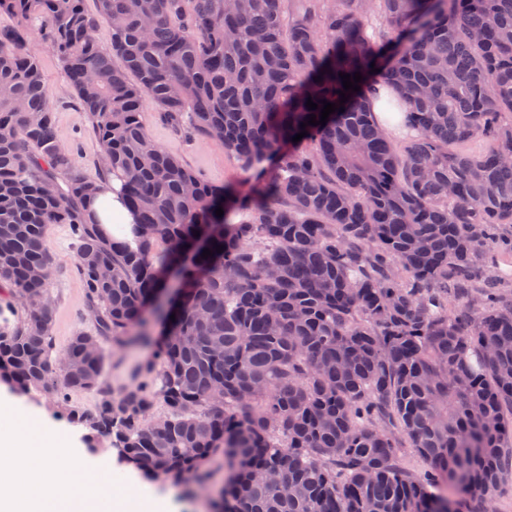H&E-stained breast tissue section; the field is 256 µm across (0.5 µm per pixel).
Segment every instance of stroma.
<instances>
[{
  "instance_id": "obj_1",
  "label": "stroma",
  "mask_w": 512,
  "mask_h": 512,
  "mask_svg": "<svg viewBox=\"0 0 512 512\" xmlns=\"http://www.w3.org/2000/svg\"><path fill=\"white\" fill-rule=\"evenodd\" d=\"M24 51L40 62L46 88L53 106L54 130L58 143L71 152L76 166L89 178H97L100 149L91 121L71 88L64 68L52 46L41 39L36 26H29L21 43ZM144 123L149 137L158 145L179 157L184 164L215 184H229L241 190L252 185L250 174L244 171L225 150L221 140L208 137L185 138L164 122L154 108L144 111ZM47 247L55 260V271L49 285L53 306L52 336L57 350H64L71 336L92 327L86 316L84 283L72 269L74 237L70 225H51ZM105 354V380L113 393L147 381L143 372L153 355L150 347L129 345L101 338Z\"/></svg>"
}]
</instances>
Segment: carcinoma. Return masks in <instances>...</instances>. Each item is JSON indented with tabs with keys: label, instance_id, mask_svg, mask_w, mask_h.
Returning <instances> with one entry per match:
<instances>
[{
	"label": "carcinoma",
	"instance_id": "1",
	"mask_svg": "<svg viewBox=\"0 0 512 512\" xmlns=\"http://www.w3.org/2000/svg\"><path fill=\"white\" fill-rule=\"evenodd\" d=\"M96 2L94 19L84 0H0L42 22L136 220L129 239L93 223L99 181L57 144L38 59L0 29V280L24 305L0 331V382L51 393L154 482L204 483L224 453L214 512H490L512 467V295L491 274L512 254V0ZM357 72L344 110L301 127ZM385 86L403 146L374 115ZM148 105L222 140L250 191L155 144ZM474 138L483 152L459 150ZM53 224L72 227L94 320L57 356ZM86 337L153 344L150 382L113 394ZM82 390L93 409L71 405Z\"/></svg>",
	"mask_w": 512,
	"mask_h": 512
}]
</instances>
